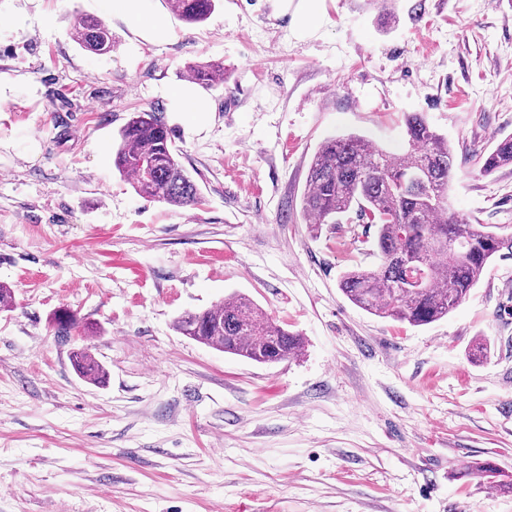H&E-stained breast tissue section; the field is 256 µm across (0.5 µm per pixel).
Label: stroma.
<instances>
[{
    "instance_id": "1",
    "label": "stroma",
    "mask_w": 512,
    "mask_h": 512,
    "mask_svg": "<svg viewBox=\"0 0 512 512\" xmlns=\"http://www.w3.org/2000/svg\"><path fill=\"white\" fill-rule=\"evenodd\" d=\"M299 3L221 0L188 25L164 0L139 19L0 0V512H512V255L413 327L338 288L377 262L363 225L302 213L326 138L399 153L420 112L455 154L451 207L512 233V166L469 163L512 133V0H396L389 23L375 0H319L306 26ZM84 16L110 27L109 54L72 40ZM155 20L167 38H144ZM209 60L224 78L193 133L168 92ZM144 109L198 205L148 201L114 168ZM233 293L299 333V355L261 364L174 330ZM62 308L81 320L66 338ZM80 348L105 385L77 376Z\"/></svg>"
}]
</instances>
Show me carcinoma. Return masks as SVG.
Returning a JSON list of instances; mask_svg holds the SVG:
<instances>
[{
  "label": "carcinoma",
  "mask_w": 512,
  "mask_h": 512,
  "mask_svg": "<svg viewBox=\"0 0 512 512\" xmlns=\"http://www.w3.org/2000/svg\"><path fill=\"white\" fill-rule=\"evenodd\" d=\"M169 12L187 24L206 20L220 0H164ZM72 40L96 55L112 51V30L100 19L84 17L71 29ZM190 77L209 85L224 74L220 63L189 67ZM408 148L398 154L372 146L358 135L332 137L321 144L308 168L302 210L312 224H334L355 214L375 228L378 262L343 273L338 288L354 305L414 327L448 316L470 295L492 260L512 253V235L489 229L448 207L455 156L448 139L420 112L405 115ZM481 176L512 165V133L469 158ZM117 171L149 201L176 207L195 206L200 190L180 160L162 114L135 112L118 132L113 155ZM421 269V283L407 282V265ZM79 318L61 309L54 315L61 337L78 327ZM175 330L206 346L257 363L272 364L301 352L300 336L276 324L249 298L233 294L202 311L174 321ZM76 373L103 384L107 371L85 348L73 353Z\"/></svg>",
  "instance_id": "obj_1"
}]
</instances>
